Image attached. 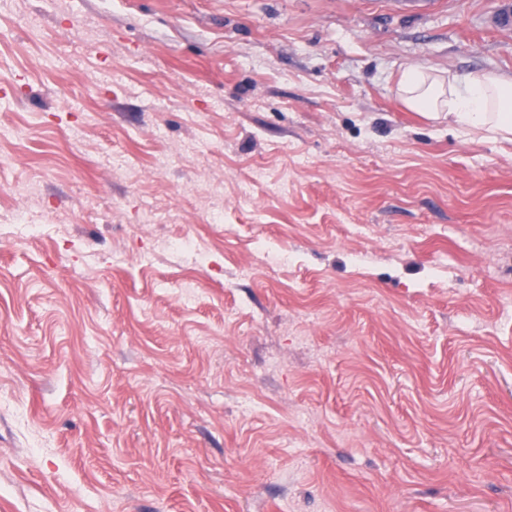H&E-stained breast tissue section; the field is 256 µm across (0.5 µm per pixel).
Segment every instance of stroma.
Returning <instances> with one entry per match:
<instances>
[{"label":"stroma","instance_id":"1","mask_svg":"<svg viewBox=\"0 0 512 512\" xmlns=\"http://www.w3.org/2000/svg\"><path fill=\"white\" fill-rule=\"evenodd\" d=\"M512 0H0V512H512ZM396 93L410 109L448 127L479 130L487 140L512 143V80L478 71L440 76L419 66L403 71Z\"/></svg>","mask_w":512,"mask_h":512}]
</instances>
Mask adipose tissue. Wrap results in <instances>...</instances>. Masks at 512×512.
<instances>
[{
  "label": "adipose tissue",
  "instance_id": "1",
  "mask_svg": "<svg viewBox=\"0 0 512 512\" xmlns=\"http://www.w3.org/2000/svg\"><path fill=\"white\" fill-rule=\"evenodd\" d=\"M396 93L410 109L459 129L479 130L487 140L512 143V80L478 71L440 76L410 66Z\"/></svg>",
  "mask_w": 512,
  "mask_h": 512
}]
</instances>
